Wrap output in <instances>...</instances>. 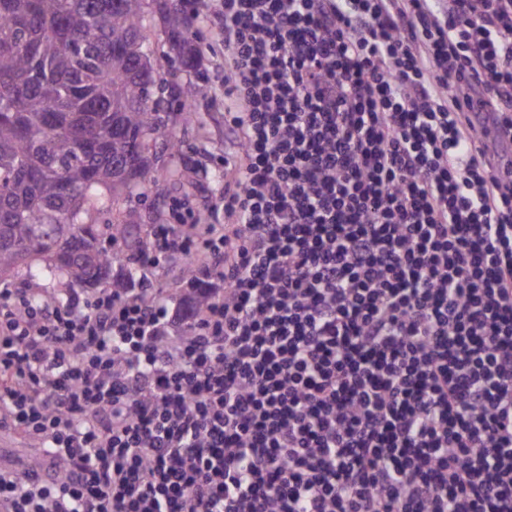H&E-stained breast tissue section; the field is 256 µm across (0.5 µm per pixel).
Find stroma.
Here are the masks:
<instances>
[{"mask_svg":"<svg viewBox=\"0 0 512 512\" xmlns=\"http://www.w3.org/2000/svg\"><path fill=\"white\" fill-rule=\"evenodd\" d=\"M195 8L192 37L201 52V66L196 72H181L180 77L185 81L204 77L208 93L193 106L196 122L174 127L182 142L181 153L165 156L145 195L128 202L139 214L145 236L153 225L170 221L172 210L184 203L195 208L200 223L224 221V156L238 145L224 126V48L213 37L202 0H197Z\"/></svg>","mask_w":512,"mask_h":512,"instance_id":"obj_1","label":"stroma"}]
</instances>
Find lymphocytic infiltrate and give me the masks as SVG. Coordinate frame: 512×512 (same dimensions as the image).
Masks as SVG:
<instances>
[{
    "label": "lymphocytic infiltrate",
    "mask_w": 512,
    "mask_h": 512,
    "mask_svg": "<svg viewBox=\"0 0 512 512\" xmlns=\"http://www.w3.org/2000/svg\"><path fill=\"white\" fill-rule=\"evenodd\" d=\"M227 230L0 289V512H512V0H216ZM181 262H176L172 268H157L147 270L148 276L153 280L157 288H166L172 307L178 308L180 300L181 288H185L180 277H178V269Z\"/></svg>",
    "instance_id": "lymphocytic-infiltrate-1"
}]
</instances>
